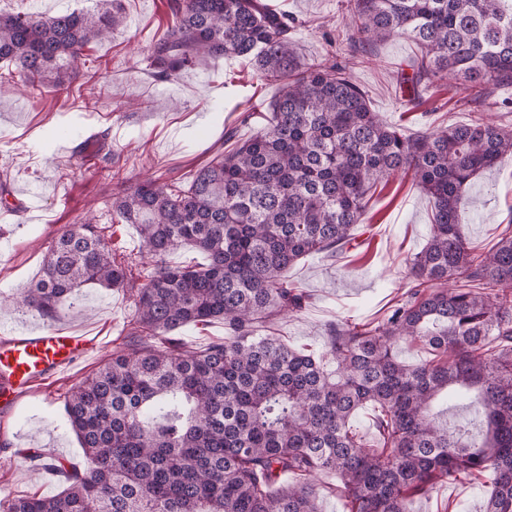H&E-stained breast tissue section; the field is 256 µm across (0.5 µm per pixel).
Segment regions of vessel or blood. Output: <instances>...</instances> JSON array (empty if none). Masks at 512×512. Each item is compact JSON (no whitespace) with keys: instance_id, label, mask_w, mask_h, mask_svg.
Returning <instances> with one entry per match:
<instances>
[{"instance_id":"b4317fda","label":"vessel or blood","mask_w":512,"mask_h":512,"mask_svg":"<svg viewBox=\"0 0 512 512\" xmlns=\"http://www.w3.org/2000/svg\"><path fill=\"white\" fill-rule=\"evenodd\" d=\"M99 345L87 330L20 329L0 338V401L14 406L36 387L70 370Z\"/></svg>"}]
</instances>
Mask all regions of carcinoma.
I'll return each instance as SVG.
<instances>
[{
	"instance_id": "1",
	"label": "carcinoma",
	"mask_w": 512,
	"mask_h": 512,
	"mask_svg": "<svg viewBox=\"0 0 512 512\" xmlns=\"http://www.w3.org/2000/svg\"><path fill=\"white\" fill-rule=\"evenodd\" d=\"M169 8L171 26L150 45L156 75L240 58L280 94L262 133L179 182L130 187L121 168L108 171L112 196L101 205L112 223L138 229L150 264L141 287L105 228L84 218L55 237L40 278L13 299L50 322L83 285L124 288L140 341L65 401L86 465H54L63 489L9 497L7 512H319L313 479L327 473L347 512H413L437 485L473 475L488 479L485 512H512V230L477 254L459 229L463 192L512 159V131L476 112L467 124L406 135L334 57L301 60L292 19L262 0ZM344 9L353 46L416 43L415 89L448 77L476 103L491 84L512 86V0H345ZM122 23L117 10L0 13V68L32 98L66 90L87 45ZM399 173L431 201V231L385 318L329 326L333 375L322 358L256 334L264 319L304 307L288 268L349 244L372 188ZM184 247L206 263L169 264ZM215 320L226 336L200 351L176 336ZM158 336L164 345L152 343ZM407 341L431 358L399 360ZM472 394L484 417L478 437L449 430L436 411L443 396ZM366 405L378 410L374 444L353 430Z\"/></svg>"
}]
</instances>
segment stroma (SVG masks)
Wrapping results in <instances>:
<instances>
[{"label":"stroma","mask_w":512,"mask_h":512,"mask_svg":"<svg viewBox=\"0 0 512 512\" xmlns=\"http://www.w3.org/2000/svg\"><path fill=\"white\" fill-rule=\"evenodd\" d=\"M295 18L299 55L307 61L333 53L349 66L372 109L403 133L467 122L474 109L512 128V88L494 87L480 107L462 102L455 86L439 81L411 99L404 82L416 52L405 37L351 49L341 0H265ZM117 6L124 18L111 39L90 44L70 91L30 98L0 69V194L26 190L22 213L0 216V298L29 288L57 234L85 215L111 190L100 166L82 163L80 143L101 140V157L121 167L130 184L149 178L179 181L224 149V131L245 140L260 134L263 112L277 97L275 84L259 81L235 58L210 60L167 79L151 75L147 49L171 24L169 0H0V12L46 16ZM223 107L222 121L214 110ZM431 205L410 179L378 183L371 192L356 239L335 257L312 254L288 271V281L307 297L304 310L261 323L260 335L318 354L325 327L342 320L381 321L406 282V262L426 244ZM512 223V160L484 174L465 195L461 229L479 251L491 248ZM134 303L120 289H80L54 321L58 327H94L104 347L95 349L53 382L21 397L11 412L12 433L0 434V499L23 494L51 496L62 477L39 482L30 452L53 448L66 465L85 456L64 409L72 387L95 373L123 347ZM487 486L475 477L436 487L416 499L414 512H483Z\"/></svg>","instance_id":"1"}]
</instances>
